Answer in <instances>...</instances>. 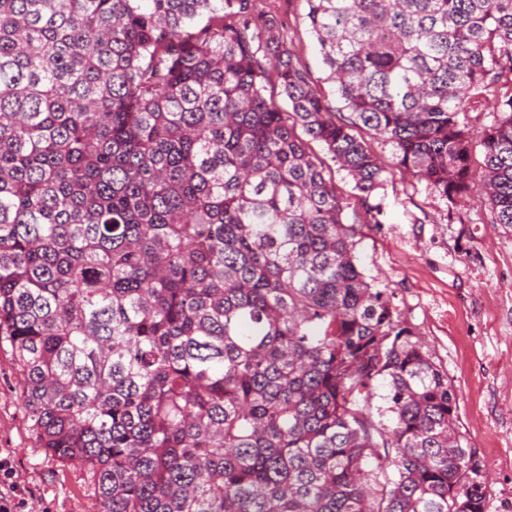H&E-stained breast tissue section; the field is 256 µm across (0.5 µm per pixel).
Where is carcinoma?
<instances>
[{"mask_svg":"<svg viewBox=\"0 0 512 512\" xmlns=\"http://www.w3.org/2000/svg\"><path fill=\"white\" fill-rule=\"evenodd\" d=\"M306 3L322 80L256 0H0V346L97 512H484L457 395L295 127L371 224L355 128L512 228V0Z\"/></svg>","mask_w":512,"mask_h":512,"instance_id":"1","label":"carcinoma"}]
</instances>
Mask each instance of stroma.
<instances>
[{
  "label": "stroma",
  "instance_id": "stroma-1",
  "mask_svg": "<svg viewBox=\"0 0 512 512\" xmlns=\"http://www.w3.org/2000/svg\"><path fill=\"white\" fill-rule=\"evenodd\" d=\"M257 4L282 24L312 76H323L305 0ZM365 142L387 168L380 224L365 223L363 200L323 144L312 140L308 147L324 160L344 202V221L357 230L355 255L367 281L390 295L457 394L458 430L486 487L485 512H512V229L495 224L479 193L448 200L397 166L390 142L370 135ZM23 386L10 347H0V454L10 456L32 512H96L90 469L36 446Z\"/></svg>",
  "mask_w": 512,
  "mask_h": 512
}]
</instances>
